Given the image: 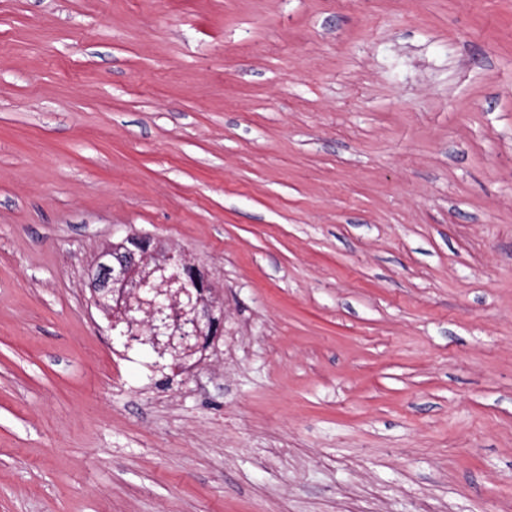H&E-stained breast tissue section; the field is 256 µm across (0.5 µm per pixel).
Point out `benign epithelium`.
<instances>
[{"label":"benign epithelium","instance_id":"benign-epithelium-1","mask_svg":"<svg viewBox=\"0 0 512 512\" xmlns=\"http://www.w3.org/2000/svg\"><path fill=\"white\" fill-rule=\"evenodd\" d=\"M149 238L130 234L110 252L112 261L98 263L94 288V304H103L110 296L116 297L123 320L132 321L131 313L139 310L148 317L151 336L148 338L159 355L171 354L180 358L196 350L197 340L215 322L210 291L195 266L184 262L182 266L191 274V281L198 288L195 302L183 306L185 288H170L174 280L161 283L151 281V273L144 272L149 255Z\"/></svg>","mask_w":512,"mask_h":512}]
</instances>
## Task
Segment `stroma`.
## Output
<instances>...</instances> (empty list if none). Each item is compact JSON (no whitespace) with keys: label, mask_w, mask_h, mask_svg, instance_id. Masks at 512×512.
<instances>
[{"label":"stroma","mask_w":512,"mask_h":512,"mask_svg":"<svg viewBox=\"0 0 512 512\" xmlns=\"http://www.w3.org/2000/svg\"><path fill=\"white\" fill-rule=\"evenodd\" d=\"M132 233L190 375L91 300ZM512 512V0H0V512Z\"/></svg>","instance_id":"1"}]
</instances>
